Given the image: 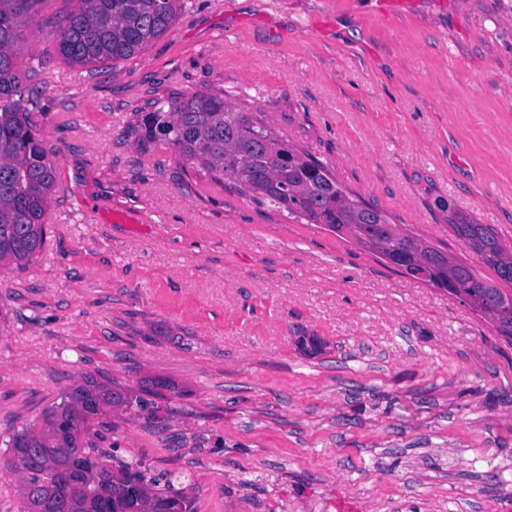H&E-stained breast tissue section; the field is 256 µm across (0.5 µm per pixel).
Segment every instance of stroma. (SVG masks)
Segmentation results:
<instances>
[{"mask_svg": "<svg viewBox=\"0 0 512 512\" xmlns=\"http://www.w3.org/2000/svg\"><path fill=\"white\" fill-rule=\"evenodd\" d=\"M94 69L18 43L59 180L48 242L0 268V441L91 376L146 399L89 437L188 472L197 512H512V340L447 292L144 145L153 102L206 89L415 236L512 246V0H182Z\"/></svg>", "mask_w": 512, "mask_h": 512, "instance_id": "35a3bbf8", "label": "stroma"}]
</instances>
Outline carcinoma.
Returning <instances> with one entry per match:
<instances>
[{"mask_svg": "<svg viewBox=\"0 0 512 512\" xmlns=\"http://www.w3.org/2000/svg\"><path fill=\"white\" fill-rule=\"evenodd\" d=\"M35 0H0V264L26 267L45 248L46 214L57 176L42 146L37 123L23 106L18 35L32 20L24 5ZM58 20V54L70 65L94 68L145 49L173 26L180 0H75ZM143 139L169 143L185 162L217 183L250 193L308 224L328 226L343 239L384 258L404 253L411 263L401 273L455 296L512 338V248L472 217L449 209L448 224L467 248L492 270L490 281L470 265L423 244L398 225L387 230L379 208L346 191L328 168L308 153L281 143L220 92L179 94L141 116ZM141 399L120 386L92 377L52 404L43 425H25L5 443L3 464L20 478L21 512H41L60 497L68 512H125L127 490L138 491L140 512H169L193 503L180 478L148 475L139 462H126L81 438L90 419L108 409L129 408Z\"/></svg>", "mask_w": 512, "mask_h": 512, "instance_id": "1", "label": "carcinoma"}]
</instances>
